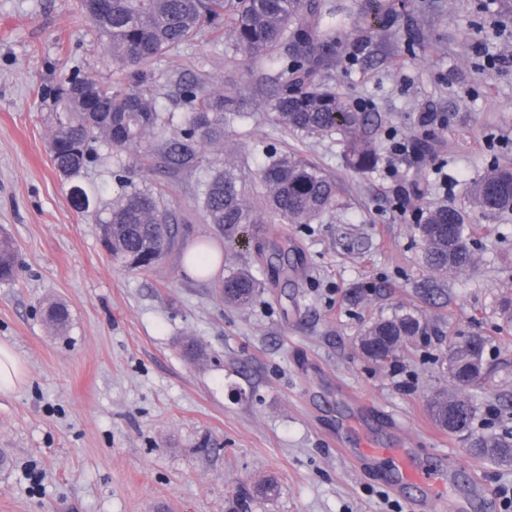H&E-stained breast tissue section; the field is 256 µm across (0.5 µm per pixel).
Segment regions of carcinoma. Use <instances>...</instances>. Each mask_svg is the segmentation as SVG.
I'll return each mask as SVG.
<instances>
[{
	"label": "carcinoma",
	"mask_w": 512,
	"mask_h": 512,
	"mask_svg": "<svg viewBox=\"0 0 512 512\" xmlns=\"http://www.w3.org/2000/svg\"><path fill=\"white\" fill-rule=\"evenodd\" d=\"M76 12L93 40L112 56L118 80L94 86L96 100L88 109L81 76H67L53 91L65 103L54 116L49 153L55 169L70 178L89 162L94 145H107L117 158L121 191L101 215V242L110 257L122 266L149 271L178 245V220L162 200V191L143 187L131 173L147 162L160 159L159 168L179 169L199 158L198 150L224 141V127L252 116L241 111L236 87L212 93L197 81L179 84L187 112L178 126V137L156 149L138 148L148 134L173 125V115L159 110L148 90L154 80L152 64L170 49L191 40L199 30L216 37H232L236 50L254 62L253 97L270 105L276 122L296 135L336 133L344 146L347 164L360 172L377 167L380 157L367 135L369 116L352 109L345 98L324 83L323 71L336 60V27L323 22L320 0H75ZM388 0H365L363 13L379 17L392 11ZM262 207H257L236 167L227 162L210 166L199 208L203 220L224 235V247L243 240L251 224H265L276 216L285 224H309L332 208L336 184L322 170L297 153L267 151L259 171ZM471 208L486 214L512 212V166L488 170L468 191ZM472 225L453 205L426 208L416 225L424 262L432 271L463 272L477 262L471 243ZM17 276L16 247L0 235V281ZM262 283L250 267L228 270L218 285L224 303H253ZM48 323L65 329L68 308L47 307ZM440 331L411 313H395L372 322L366 336H389L395 347L373 358L380 366L396 361L408 348L407 337L437 336ZM488 338L480 334L456 336L448 350V377L456 387H468L487 379L485 351ZM450 401L464 410L460 424L447 428L441 411ZM435 421L451 434L462 437L470 452L482 459L512 464V429L481 433L474 427L477 408L461 395L440 393L431 401Z\"/></svg>",
	"instance_id": "1"
}]
</instances>
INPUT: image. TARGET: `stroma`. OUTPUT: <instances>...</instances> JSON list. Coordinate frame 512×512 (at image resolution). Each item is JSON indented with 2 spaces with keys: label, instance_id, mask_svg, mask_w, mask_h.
I'll list each match as a JSON object with an SVG mask.
<instances>
[{
  "label": "stroma",
  "instance_id": "35a3bbf8",
  "mask_svg": "<svg viewBox=\"0 0 512 512\" xmlns=\"http://www.w3.org/2000/svg\"><path fill=\"white\" fill-rule=\"evenodd\" d=\"M393 2L375 22L358 0L324 2L342 46L324 75L371 119L381 162L368 173L346 165L337 135L283 129L249 96V59L210 30L154 63L153 95L175 117L185 112L180 78L248 95L253 119L207 147L211 164L234 161L250 182L268 149L297 148L337 186L335 206L314 223L264 225L266 249L295 254L287 279H272L255 249L228 257L264 283L252 305L232 307L216 276L184 264L189 245L224 247L199 211L203 169L137 178L163 189L179 219L182 239L157 268L130 271L106 255L89 212L118 192L115 158L98 146V159L66 179L48 142L62 109L51 88L75 70L112 83V58L85 36L75 0H0V231L20 266L0 282V343L25 369L17 390L0 395V512H232L242 491L254 495L251 512H415L418 489L394 493L389 462L359 470L330 437L351 394L372 404L373 419L349 442L387 447L394 420L413 440L412 467L453 465L442 476L448 500L504 512L498 497L472 496L512 485V465L471 455L428 403L451 386L449 337L478 333L490 339L489 380L468 391L474 425L512 426V327L500 328L498 310L512 296V212L484 215L467 198L488 168L512 166V0ZM399 142L407 152H395ZM75 185L89 210L76 206ZM441 203L469 212L478 257L469 271L439 274L422 262L416 225ZM51 301L69 310L64 333L44 319ZM399 310L441 333L377 366L359 339ZM190 340L198 355L187 353ZM268 478L275 493L257 494Z\"/></svg>",
  "mask_w": 512,
  "mask_h": 512
}]
</instances>
